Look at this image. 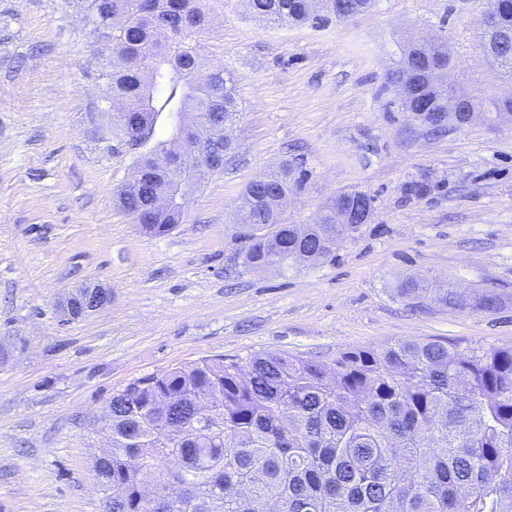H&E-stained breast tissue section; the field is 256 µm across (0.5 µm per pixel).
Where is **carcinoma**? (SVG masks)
I'll return each instance as SVG.
<instances>
[{
    "label": "carcinoma",
    "mask_w": 512,
    "mask_h": 512,
    "mask_svg": "<svg viewBox=\"0 0 512 512\" xmlns=\"http://www.w3.org/2000/svg\"><path fill=\"white\" fill-rule=\"evenodd\" d=\"M87 14L112 21V62L103 73L127 106L124 137L144 147L157 117L197 113L213 134L212 152L229 157L239 115L230 79L208 67L193 43L205 25L197 0H77ZM374 0H248L268 23L320 26L345 21ZM496 64L512 72V0H502L482 36ZM452 60L441 44L402 48L388 83L403 86L408 116L443 112L448 91L426 75L427 59ZM512 112V95L483 101ZM187 134L169 129L133 161L118 192L130 216L153 237L182 222L175 196L179 170L153 159ZM308 173L286 161L245 189L236 216L244 263L278 273L336 258L332 243L358 229L336 223V201L298 237L275 200L301 193ZM266 228L263 239H254ZM94 426L112 448L95 458L106 512H512V346L451 351L405 341L341 353L324 364L284 353L202 358L130 380L112 393V411Z\"/></svg>",
    "instance_id": "1"
}]
</instances>
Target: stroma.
<instances>
[{
    "label": "stroma",
    "instance_id": "stroma-1",
    "mask_svg": "<svg viewBox=\"0 0 512 512\" xmlns=\"http://www.w3.org/2000/svg\"><path fill=\"white\" fill-rule=\"evenodd\" d=\"M484 0H375L321 27L269 24L246 0H202L200 52L230 75L242 117L223 172L193 188L181 224L145 235L118 205L133 155L111 116L107 52L75 0H0V512H100L90 425L129 379L217 355L329 362L397 341L512 346V127L439 133L394 103L401 44L446 42L463 90L512 91L478 36ZM310 178L288 209L312 223L338 192L374 212L336 259L247 270L235 205L283 160ZM428 192L408 195L412 181ZM418 276L419 299L399 287ZM88 282L111 305L61 322ZM452 288L464 304L436 298ZM484 292L486 313L466 302Z\"/></svg>",
    "mask_w": 512,
    "mask_h": 512
}]
</instances>
